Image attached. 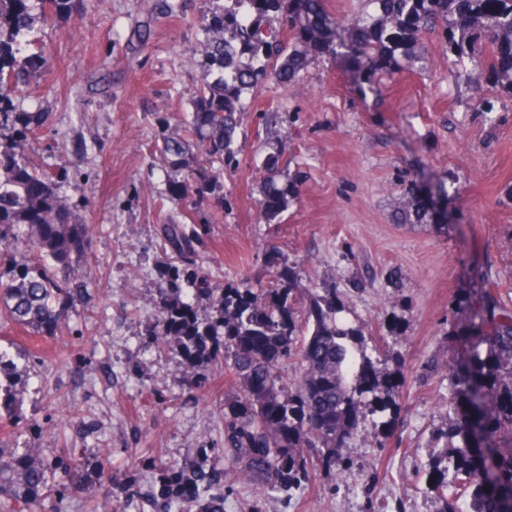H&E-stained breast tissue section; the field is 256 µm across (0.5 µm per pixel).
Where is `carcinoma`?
Instances as JSON below:
<instances>
[{
    "instance_id": "carcinoma-1",
    "label": "carcinoma",
    "mask_w": 512,
    "mask_h": 512,
    "mask_svg": "<svg viewBox=\"0 0 512 512\" xmlns=\"http://www.w3.org/2000/svg\"><path fill=\"white\" fill-rule=\"evenodd\" d=\"M198 18L204 35V78L190 101L186 133L195 141L161 134L160 151L169 186L178 202L203 199L221 186L224 168L239 154L237 130L242 96L270 81L294 82L308 56L346 49L353 67L368 81L402 70L410 49L427 34L438 37L448 66L473 91L481 112L493 111L482 97L492 76L512 97V0H361L363 7L343 28L341 43L330 29L324 0H209ZM77 0H0V315L42 336L62 326L87 281L74 255L87 242L75 224L56 175L41 171L26 152L45 122L17 102L21 88L52 72L42 47L30 39L38 19L65 18ZM488 62L482 63L483 54ZM280 155L262 161L261 217L277 224L292 192L279 180ZM409 190L400 214L422 222L430 217ZM26 235L28 253L10 249L15 230ZM171 250L184 258L166 270L159 289L152 343L168 345L194 367L224 353L225 377L238 391L224 398V441L215 456L231 457L249 481L286 491L324 472L345 473L352 438L376 427L368 414L383 413L395 390L368 354L364 332L342 323L337 285L308 290L305 321L297 319L296 289L289 267L275 257L270 286L244 282L241 288H213L190 256L207 236L205 225L175 220L163 225ZM209 300L212 309L201 306ZM461 340L465 351L452 372L457 384L448 406L447 429L435 437L459 439L443 445L429 492L438 512H512V309L487 290ZM295 357L302 372L294 381L278 372ZM9 401L1 417L25 425L16 382L0 381ZM72 470L66 457L41 459L0 445V499L13 512H44L42 494H88L109 480L105 465L89 477L55 487L49 473ZM224 512V471H202L185 460L161 469L153 512Z\"/></svg>"
}]
</instances>
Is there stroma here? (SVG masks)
Instances as JSON below:
<instances>
[{"instance_id": "35a3bbf8", "label": "stroma", "mask_w": 512, "mask_h": 512, "mask_svg": "<svg viewBox=\"0 0 512 512\" xmlns=\"http://www.w3.org/2000/svg\"><path fill=\"white\" fill-rule=\"evenodd\" d=\"M163 2L83 0L33 33L61 79L25 94L24 109L47 116L26 151L54 173L52 147L64 144L80 172L61 191L75 223L89 228L79 257L89 286L55 336L0 316V348L23 354L21 409L35 423L18 437L0 421V443L43 456L73 451L82 468L102 462L110 474L104 495L51 498L50 512H151L158 467L187 459L212 469L209 449L224 438L232 388L223 361L207 364L210 386L198 393L178 354L143 342L171 258L162 224L181 215L158 139L184 130L203 75L198 18L209 7L175 0L181 10L171 15ZM483 95L494 112L478 111L430 36L376 87L341 56L320 55L291 86L248 95L238 162L193 210L209 228L197 263L215 288L266 280L279 253L298 287L336 281L343 318L381 338L379 367L397 397L383 427L351 441L344 477L272 492L228 468L224 512H436L426 473L448 423L450 383L444 371L422 377V367L435 357L458 364L459 337L488 282L512 307V98L490 83ZM271 112L274 139L262 121ZM273 149L296 192L277 224L258 208L259 166ZM440 182L448 196L434 199L430 223L397 221L405 185L423 193Z\"/></svg>"}]
</instances>
